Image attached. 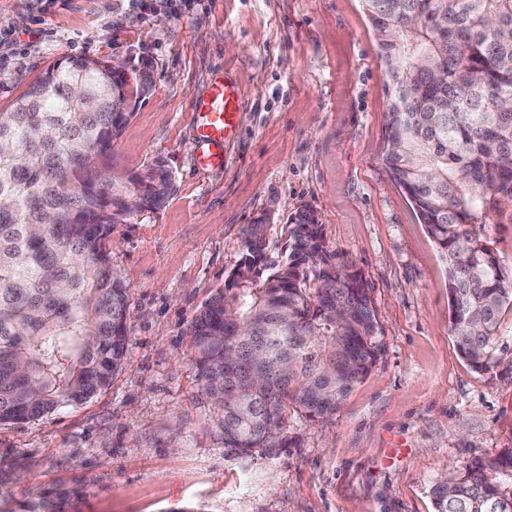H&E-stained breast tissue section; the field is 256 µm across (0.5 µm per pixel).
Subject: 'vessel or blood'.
Segmentation results:
<instances>
[{
  "label": "vessel or blood",
  "mask_w": 512,
  "mask_h": 512,
  "mask_svg": "<svg viewBox=\"0 0 512 512\" xmlns=\"http://www.w3.org/2000/svg\"><path fill=\"white\" fill-rule=\"evenodd\" d=\"M240 100V88L235 82L222 77L210 80L195 118L199 142L195 158L198 170L223 168L225 147L237 132Z\"/></svg>",
  "instance_id": "b4317fda"
}]
</instances>
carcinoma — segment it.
Here are the masks:
<instances>
[{"mask_svg":"<svg viewBox=\"0 0 512 512\" xmlns=\"http://www.w3.org/2000/svg\"><path fill=\"white\" fill-rule=\"evenodd\" d=\"M392 82L383 162L448 264L449 332L475 372L512 312L484 233L512 201V0H364ZM142 61L68 57L0 112V423L87 402L127 361L128 296L112 268L116 224L154 213L173 176L99 172L152 90ZM288 254L266 261L257 224L224 288L192 323L201 392L224 447L288 446V413L327 419L375 365L378 323L366 280L329 250L316 214L288 224ZM435 512H512V448L451 471ZM77 487L11 512H72Z\"/></svg>","mask_w":512,"mask_h":512,"instance_id":"obj_1","label":"carcinoma"}]
</instances>
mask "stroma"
I'll return each instance as SVG.
<instances>
[{"label":"stroma","mask_w":512,"mask_h":512,"mask_svg":"<svg viewBox=\"0 0 512 512\" xmlns=\"http://www.w3.org/2000/svg\"><path fill=\"white\" fill-rule=\"evenodd\" d=\"M149 2L0 0V112L58 60L146 58L152 91L110 163L174 176L162 209L112 230L125 368L84 404L0 423V501L78 484L79 512H434L449 470L512 448V312L497 367L471 371L448 332L446 261L381 161L392 86L363 0ZM216 75L242 104L227 164L202 174L194 116ZM303 208L371 288L378 360L335 415L289 414L287 447L245 455L224 445L188 332L243 227L267 216L275 263ZM485 232L512 281V207Z\"/></svg>","instance_id":"35a3bbf8"}]
</instances>
